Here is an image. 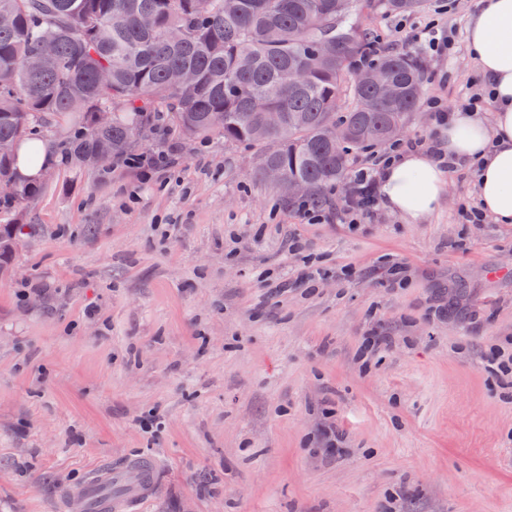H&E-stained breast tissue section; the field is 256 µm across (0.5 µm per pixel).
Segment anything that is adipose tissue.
<instances>
[{
    "label": "adipose tissue",
    "mask_w": 512,
    "mask_h": 512,
    "mask_svg": "<svg viewBox=\"0 0 512 512\" xmlns=\"http://www.w3.org/2000/svg\"><path fill=\"white\" fill-rule=\"evenodd\" d=\"M467 43L492 116L458 110L437 150H405L383 167L380 204L409 224L421 223L443 202L453 165L474 168L483 215L512 224V0H481Z\"/></svg>",
    "instance_id": "1"
}]
</instances>
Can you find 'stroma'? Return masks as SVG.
<instances>
[{
	"instance_id": "stroma-1",
	"label": "stroma",
	"mask_w": 512,
	"mask_h": 512,
	"mask_svg": "<svg viewBox=\"0 0 512 512\" xmlns=\"http://www.w3.org/2000/svg\"><path fill=\"white\" fill-rule=\"evenodd\" d=\"M477 0L354 16L421 63L426 99L480 93ZM436 24L454 41L412 42ZM419 104L405 139L440 141ZM142 179L58 167L0 277V512H62L105 461L146 457L128 512H512V224H464L475 172L408 224H310L255 149L171 137ZM390 339L359 360L371 335Z\"/></svg>"
}]
</instances>
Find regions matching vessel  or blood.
<instances>
[{
  "label": "vessel or blood",
  "mask_w": 512,
  "mask_h": 512,
  "mask_svg": "<svg viewBox=\"0 0 512 512\" xmlns=\"http://www.w3.org/2000/svg\"><path fill=\"white\" fill-rule=\"evenodd\" d=\"M154 468L140 459L121 460L91 471L67 500L79 503L83 512H125L127 501L147 496L153 485Z\"/></svg>",
  "instance_id": "obj_1"
}]
</instances>
